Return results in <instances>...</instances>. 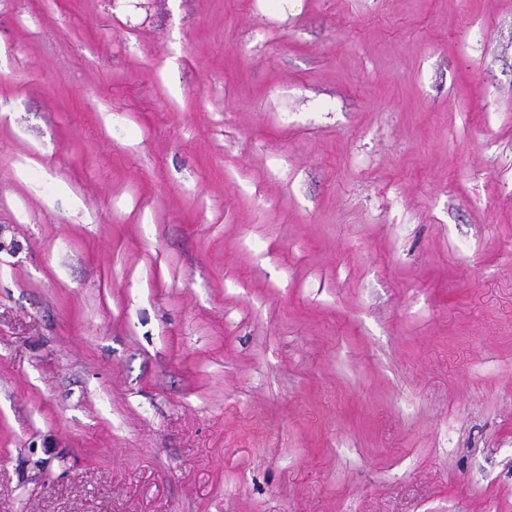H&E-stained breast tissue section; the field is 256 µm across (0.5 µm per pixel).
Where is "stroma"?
<instances>
[{
    "label": "stroma",
    "instance_id": "obj_1",
    "mask_svg": "<svg viewBox=\"0 0 512 512\" xmlns=\"http://www.w3.org/2000/svg\"><path fill=\"white\" fill-rule=\"evenodd\" d=\"M0 512H512V0H0Z\"/></svg>",
    "mask_w": 512,
    "mask_h": 512
}]
</instances>
